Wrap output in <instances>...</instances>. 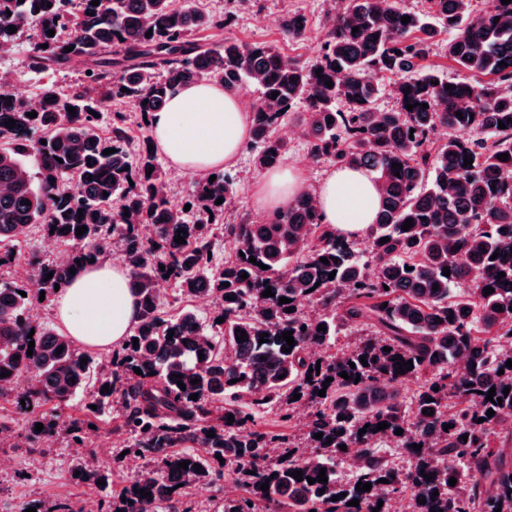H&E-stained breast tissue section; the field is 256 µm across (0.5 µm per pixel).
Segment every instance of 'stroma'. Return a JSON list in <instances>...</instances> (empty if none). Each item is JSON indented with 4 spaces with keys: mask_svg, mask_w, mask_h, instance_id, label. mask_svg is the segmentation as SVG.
Masks as SVG:
<instances>
[{
    "mask_svg": "<svg viewBox=\"0 0 512 512\" xmlns=\"http://www.w3.org/2000/svg\"><path fill=\"white\" fill-rule=\"evenodd\" d=\"M328 9L327 0H253L251 6L237 9L223 30L202 31L194 34L192 40L198 44H213L230 37L244 43L266 42L286 58L310 65L321 55ZM291 10L300 11L307 18L306 35L298 40L285 39L282 34L283 19ZM36 39L35 30H24L12 47L0 55V70L8 74L21 100H36L40 86L47 82L66 90L81 85L88 69L87 62L81 58H72L62 67L45 73L30 71L27 59ZM304 111V105H295L281 125L288 133L285 162L303 169L308 183L313 185L323 178L332 164L312 158L301 129ZM229 171L234 178L237 197L224 216L225 222L232 223L243 217L262 220L264 214L257 209L253 197V188L261 176L253 151L243 149ZM12 250L16 264L0 269V286L19 283L21 278L30 275L29 255L38 254L47 262L63 255L66 247L48 244L43 228L37 224L14 242ZM125 440L124 434L103 422L98 429L86 433L83 448L77 450L61 434L45 440L41 450L34 453L9 445L0 446V457L9 458L13 463L12 468L0 470V512H20L25 503L35 499L43 501L46 512H53L56 503L62 500L69 502L74 512H81L87 503H99L106 495L118 494L132 477L122 455ZM79 455L93 459L97 468L108 475V489H101L90 481L70 479L69 470Z\"/></svg>",
    "mask_w": 512,
    "mask_h": 512,
    "instance_id": "obj_1",
    "label": "stroma"
}]
</instances>
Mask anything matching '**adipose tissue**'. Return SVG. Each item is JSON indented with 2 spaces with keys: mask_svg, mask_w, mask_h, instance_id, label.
<instances>
[{
  "mask_svg": "<svg viewBox=\"0 0 512 512\" xmlns=\"http://www.w3.org/2000/svg\"><path fill=\"white\" fill-rule=\"evenodd\" d=\"M252 112L240 93L208 80L183 88L150 120L152 140L177 168L207 174L232 166L249 139ZM307 186L302 170L264 173L255 188L265 214L282 209ZM324 223L358 238L374 223L379 194L364 170L336 166L317 187ZM60 329L75 343L109 351L125 343L138 322L137 294L128 268L95 261L54 299Z\"/></svg>",
  "mask_w": 512,
  "mask_h": 512,
  "instance_id": "1",
  "label": "adipose tissue"
}]
</instances>
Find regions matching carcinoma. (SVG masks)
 Wrapping results in <instances>:
<instances>
[{
	"label": "carcinoma",
	"mask_w": 512,
	"mask_h": 512,
	"mask_svg": "<svg viewBox=\"0 0 512 512\" xmlns=\"http://www.w3.org/2000/svg\"><path fill=\"white\" fill-rule=\"evenodd\" d=\"M91 2L80 0L74 13L71 0H0V46L26 28L39 32L30 68L61 66L71 57L92 63V74L67 93L53 83L42 86L34 109L0 98V142L6 144L0 148V243L41 224L50 240L70 247L66 266L34 260L27 281L0 287V374L10 373L0 377V398L15 378H29L26 390L12 395L14 410L27 420L19 447L34 451L58 431V419L42 407L79 395L83 418L66 434L83 446L119 390L117 430L129 435L127 458L135 463L155 454L157 464L135 467L130 484L103 500L101 512H180L187 486L219 484L220 463L240 488L224 497V512H372L381 500L380 512H387V496L401 492L414 512H512V431L502 428L512 419V367L506 366L512 360V2L492 0L474 16L471 0H430L429 23L405 0H336L322 55L308 66L263 42L228 37L207 47L190 43L192 32L221 29L224 18L185 2L110 0L106 8ZM403 16L410 22L402 23ZM439 25L453 33L448 57L489 81L450 80L419 69L427 44L407 36L415 30L433 35ZM63 29L70 30L65 41L47 34ZM306 29L304 14L288 12L286 39ZM112 48L116 57L110 59L105 53ZM385 73L397 78L392 92L398 108L390 112L375 107ZM202 79L256 87L249 148L263 171L283 163L287 144L278 127L304 102L313 158L364 168L375 177L381 200L367 231L368 248L322 222L311 188L260 222L226 224L234 182L220 170L214 181L205 176L195 183L186 211L165 191L151 140L131 156L126 116H115L108 134L98 132L93 113L100 109V86L106 100L136 101L146 123L184 86ZM32 111L37 117H28ZM11 119L16 126L10 128ZM438 127L448 136L432 148L428 136ZM106 149L114 153L103 154ZM501 153L508 160L497 159ZM467 155L473 163L466 167ZM27 156L35 159L34 173L23 162ZM409 218L413 225L405 231ZM218 225L234 248L221 267L208 257ZM79 226L87 227L80 236ZM180 229L187 231L183 244L174 241ZM385 237L390 241L383 244ZM114 243L133 276L139 322L122 349L99 363L70 337L31 321L29 311L40 305V292L47 299L56 295L55 288L74 278L70 269L81 270ZM165 279L186 296L219 299L224 322L206 324L190 309L163 314L158 284ZM486 287L494 292L484 295ZM267 288L274 296H262ZM282 297L289 302L279 304ZM289 307L294 311L286 312ZM321 325L327 330H318ZM241 330L243 342L237 340ZM286 331L295 341L288 353L280 338ZM265 333L268 341L259 342ZM340 334L355 336L347 354L331 352ZM398 355L413 369L400 372L393 361ZM344 372L349 379L340 377ZM411 378L422 385L406 407L398 401L399 387ZM492 388L502 402L486 400ZM193 394L197 399H190ZM306 407L311 460L285 438L257 428L270 409L290 421ZM382 422L388 427L379 431ZM38 423L44 425L40 432ZM317 433L323 437L314 438ZM465 434L468 439H461ZM385 440L404 449L408 468L397 471L386 461L380 451ZM187 443L192 450H183ZM268 448L283 449L287 458L268 459ZM341 457L357 462L349 486L336 474ZM185 460L186 470L178 467ZM322 468L325 482L317 481ZM298 470L300 481L291 476ZM69 474L95 483L108 479L82 457ZM310 477L315 483H308ZM266 482L269 490L263 491ZM358 482L371 483V490L357 491ZM141 489L151 496L141 497ZM353 499L359 505H348Z\"/></svg>",
	"instance_id": "carcinoma-1"
}]
</instances>
